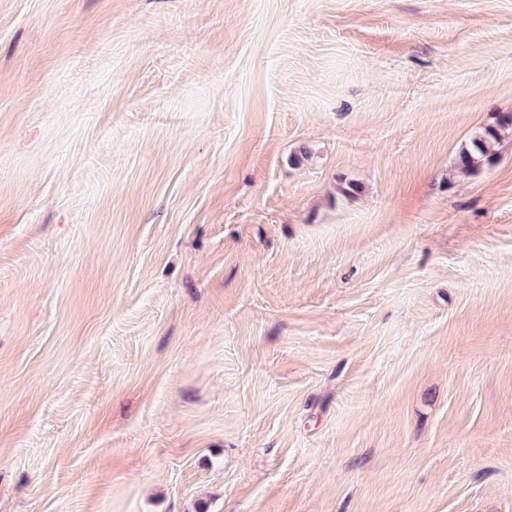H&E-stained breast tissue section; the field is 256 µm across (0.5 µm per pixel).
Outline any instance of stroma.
I'll use <instances>...</instances> for the list:
<instances>
[{
    "label": "stroma",
    "mask_w": 512,
    "mask_h": 512,
    "mask_svg": "<svg viewBox=\"0 0 512 512\" xmlns=\"http://www.w3.org/2000/svg\"><path fill=\"white\" fill-rule=\"evenodd\" d=\"M506 113L512 0H0V512H512ZM506 131L512 133V114L498 117L494 124L481 127L465 142L458 152L457 169L473 174L497 155V147Z\"/></svg>",
    "instance_id": "35a3bbf8"
}]
</instances>
